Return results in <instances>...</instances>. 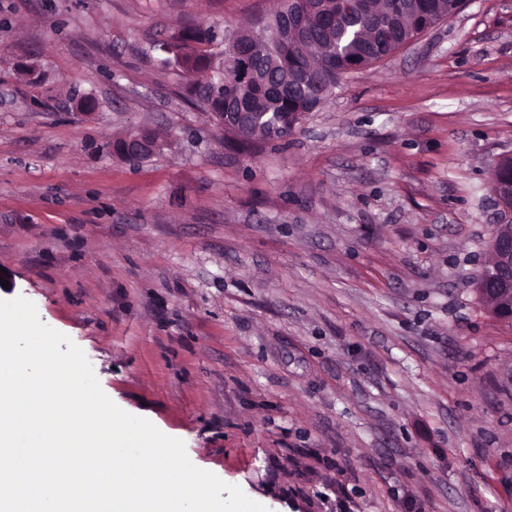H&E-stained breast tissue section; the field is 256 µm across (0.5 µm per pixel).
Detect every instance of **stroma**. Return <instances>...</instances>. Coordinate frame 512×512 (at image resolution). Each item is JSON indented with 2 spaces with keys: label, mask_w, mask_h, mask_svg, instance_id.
<instances>
[{
  "label": "stroma",
  "mask_w": 512,
  "mask_h": 512,
  "mask_svg": "<svg viewBox=\"0 0 512 512\" xmlns=\"http://www.w3.org/2000/svg\"><path fill=\"white\" fill-rule=\"evenodd\" d=\"M272 7L0 0V300L268 512H512V322L475 291L512 0H468L240 152L156 45L200 26L217 52ZM141 127L167 146L112 152Z\"/></svg>",
  "instance_id": "stroma-1"
}]
</instances>
